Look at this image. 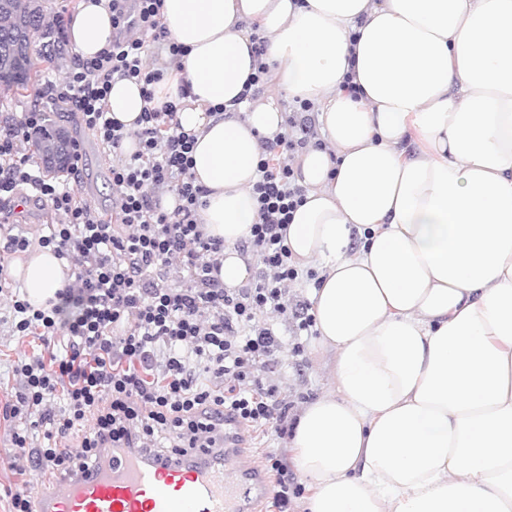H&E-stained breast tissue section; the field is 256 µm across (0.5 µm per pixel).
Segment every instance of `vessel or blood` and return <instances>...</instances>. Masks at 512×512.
Segmentation results:
<instances>
[{"label":"vessel or blood","instance_id":"vessel-or-blood-1","mask_svg":"<svg viewBox=\"0 0 512 512\" xmlns=\"http://www.w3.org/2000/svg\"><path fill=\"white\" fill-rule=\"evenodd\" d=\"M242 430L225 419L224 445L211 456L147 460L129 448L107 449L88 476L45 485L38 512H254L271 480L242 444Z\"/></svg>","mask_w":512,"mask_h":512}]
</instances>
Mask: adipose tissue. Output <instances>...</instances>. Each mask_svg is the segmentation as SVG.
I'll return each instance as SVG.
<instances>
[{
    "label": "adipose tissue",
    "instance_id": "obj_1",
    "mask_svg": "<svg viewBox=\"0 0 512 512\" xmlns=\"http://www.w3.org/2000/svg\"><path fill=\"white\" fill-rule=\"evenodd\" d=\"M161 21L156 96L195 138L225 287L253 275L237 245L260 139L285 120L275 96L240 98L251 26L269 86L318 114L326 147L296 157L305 201L283 233L317 269L312 354L333 373L288 448L307 512H512V0H163ZM111 38L107 0H79L75 57ZM106 104L133 153L141 84L112 81ZM10 273L41 310L66 280L49 247Z\"/></svg>",
    "mask_w": 512,
    "mask_h": 512
}]
</instances>
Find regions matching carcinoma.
I'll use <instances>...</instances> for the list:
<instances>
[{"label": "carcinoma", "mask_w": 512, "mask_h": 512, "mask_svg": "<svg viewBox=\"0 0 512 512\" xmlns=\"http://www.w3.org/2000/svg\"><path fill=\"white\" fill-rule=\"evenodd\" d=\"M47 6L39 0H0V89L28 90L36 83L35 59L42 48H51L55 33L47 20ZM39 152L48 174H59L68 167L67 141L61 140L53 126L40 134Z\"/></svg>", "instance_id": "cac0c4a2"}]
</instances>
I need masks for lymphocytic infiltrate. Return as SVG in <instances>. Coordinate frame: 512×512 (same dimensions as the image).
Here are the masks:
<instances>
[{
	"mask_svg": "<svg viewBox=\"0 0 512 512\" xmlns=\"http://www.w3.org/2000/svg\"><path fill=\"white\" fill-rule=\"evenodd\" d=\"M163 0H108L114 33L95 58L76 60L65 80L48 82L45 98L0 120V209L10 208L28 186L56 221L40 236L69 265L70 282L51 312L14 299L15 330L41 340L45 355L14 366L21 390L0 409L13 428L11 445L27 451L33 467L75 475L101 463L103 448H137L150 458L210 447L221 410L254 429L291 437L290 403L264 376L278 365L282 340L275 322L288 324L291 355L303 361L302 337L313 335L311 305L291 294L299 272L282 232L302 203L293 161L306 147L324 148L299 101L280 132L262 138L259 180L252 187L257 220L240 250L255 252L261 267L249 285L220 283L221 241L206 237L199 210L204 190L191 173L193 135L179 132L176 105H153L159 72L145 58L167 31ZM145 86L137 137L140 148L124 155L123 127L109 118L106 97L114 79ZM92 131L114 157L111 220L79 198L83 170L80 141L64 177L44 175L33 136L47 121L46 104ZM175 193L172 212L160 208L163 192ZM93 420L78 450L61 441ZM46 447H33L35 433Z\"/></svg>",
	"mask_w": 512,
	"mask_h": 512,
	"instance_id": "f902f5d3",
	"label": "lymphocytic infiltrate"
}]
</instances>
